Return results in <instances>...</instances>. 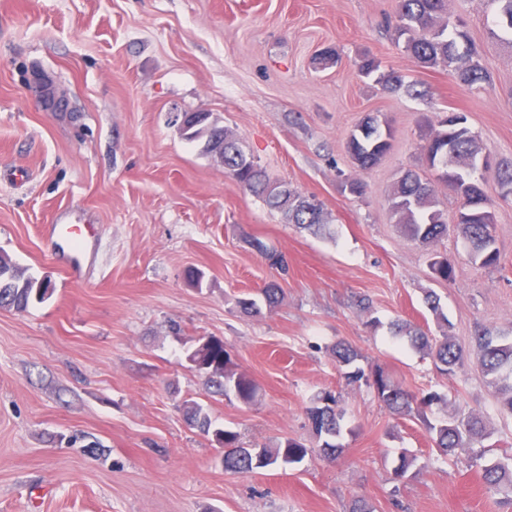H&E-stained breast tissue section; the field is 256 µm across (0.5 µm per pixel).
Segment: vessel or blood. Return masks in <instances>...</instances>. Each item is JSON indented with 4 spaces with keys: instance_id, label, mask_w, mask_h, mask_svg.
I'll return each instance as SVG.
<instances>
[{
    "instance_id": "vessel-or-blood-1",
    "label": "vessel or blood",
    "mask_w": 512,
    "mask_h": 512,
    "mask_svg": "<svg viewBox=\"0 0 512 512\" xmlns=\"http://www.w3.org/2000/svg\"><path fill=\"white\" fill-rule=\"evenodd\" d=\"M48 235L54 242L59 258L65 262L72 278H80L101 241L91 225L82 223L75 208L60 211Z\"/></svg>"
}]
</instances>
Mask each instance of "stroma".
I'll return each mask as SVG.
<instances>
[{"instance_id":"35a3bbf8","label":"stroma","mask_w":512,"mask_h":512,"mask_svg":"<svg viewBox=\"0 0 512 512\" xmlns=\"http://www.w3.org/2000/svg\"><path fill=\"white\" fill-rule=\"evenodd\" d=\"M395 0H0V252L51 281L52 296L0 308V512H512L497 503L468 455L438 459L426 422L480 413L490 459L512 455V415L477 364L472 338L512 336V200L494 196L500 264H472L449 233L428 250L389 209L392 186L416 167L425 122L464 113L495 161H512V45L491 37L488 0H448L482 51L491 83L459 84L423 69L386 25ZM337 63L320 68L325 48ZM371 54L421 81L411 98L364 79ZM207 112L271 176L319 199L325 231L290 224L225 177L181 130ZM368 114L390 120L382 161L361 172L344 144ZM358 176L363 197L343 192ZM82 204L102 232L86 280L69 281L43 228ZM285 255L271 267L246 243ZM455 266L438 282L432 252ZM202 272L201 285L186 278ZM279 305L244 314L237 297ZM434 291L449 333L467 353L454 374L393 336L395 319L439 335L424 296ZM370 302L369 314L357 306ZM222 338L255 380L244 406L207 393L185 351ZM344 340L411 390L447 395L427 420L389 413L374 390L346 384L331 348ZM323 391L346 414L334 460L226 473L211 437L186 418L194 400L248 445L291 438L315 447L306 409ZM416 456L407 477L393 470Z\"/></svg>"}]
</instances>
